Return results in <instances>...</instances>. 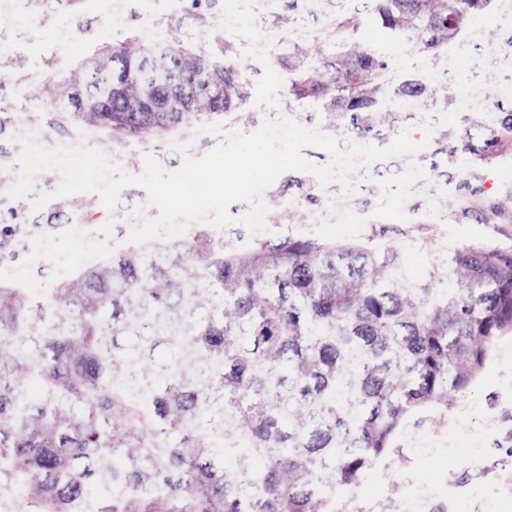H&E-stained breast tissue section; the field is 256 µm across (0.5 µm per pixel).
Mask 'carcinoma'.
<instances>
[{
    "label": "carcinoma",
    "mask_w": 512,
    "mask_h": 512,
    "mask_svg": "<svg viewBox=\"0 0 512 512\" xmlns=\"http://www.w3.org/2000/svg\"><path fill=\"white\" fill-rule=\"evenodd\" d=\"M389 36L438 53L492 0H370ZM136 54H108L135 99ZM326 76L292 80L299 96L351 113L363 133L378 111L387 62L371 49H336ZM189 84L223 76L220 109L240 94L235 71L193 58ZM102 83L64 111L128 135L137 112H92ZM169 112L158 128L212 112ZM193 259L213 276L205 307L181 278ZM259 268L265 277L255 278ZM455 288L407 274L395 248L315 245L224 255V246L128 248L58 284L42 304L0 285V484L26 490L15 512H336L374 461L395 452L406 421L448 409L452 393L481 374L499 333L512 327V254L480 245L455 250ZM191 348L194 362L147 368L160 347ZM43 383L29 398L24 380ZM237 446L217 447L212 426ZM260 449L262 468L249 450ZM236 455L233 467L224 454ZM110 474L104 478L100 462ZM111 496L96 510L85 488Z\"/></svg>",
    "instance_id": "cac0c4a2"
}]
</instances>
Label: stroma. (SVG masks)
<instances>
[{"instance_id": "35a3bbf8", "label": "stroma", "mask_w": 512, "mask_h": 512, "mask_svg": "<svg viewBox=\"0 0 512 512\" xmlns=\"http://www.w3.org/2000/svg\"><path fill=\"white\" fill-rule=\"evenodd\" d=\"M359 0H0V268L18 267L31 239L69 228L96 235L112 224L117 249L141 220L156 217L147 194L124 188L116 211L99 194L56 198L39 212L29 200L12 199L21 139L42 148L84 146L103 152L123 171L137 175L145 155L169 172L185 156L198 157L219 142L199 124L223 123L250 133L284 114L304 127L358 142L348 114L318 98L298 97L291 87L298 66L324 69V55L339 40L384 56L387 103L373 118L374 144L388 146L406 133L420 150L411 157L372 163L352 176L357 189L344 195L339 183L321 186L310 172L289 170L267 189L266 231L250 234L235 224L218 230L197 223L177 245L211 242L225 252L271 248L285 240L398 248L408 274L419 282L430 272L442 287H456L448 257L480 244L512 254V215L486 221L489 207L512 196V178L497 175L512 164V54L499 48L512 36V0H495L465 32L439 53L408 43L386 47L381 24L357 32L338 28L355 15ZM185 48L203 62L232 66L242 93L227 110L209 112L172 128L136 136L75 117L58 107L56 86L89 59L112 47L143 51L156 45ZM419 80L427 91L406 111L393 102L402 84ZM186 152L174 150V143ZM512 427V328L498 339L476 381L454 393L448 410L424 412L407 422L396 453L365 470L337 502L354 499L368 512H512V454L497 448Z\"/></svg>"}]
</instances>
